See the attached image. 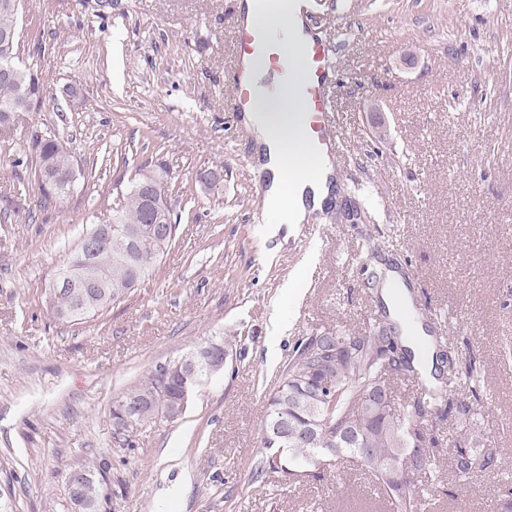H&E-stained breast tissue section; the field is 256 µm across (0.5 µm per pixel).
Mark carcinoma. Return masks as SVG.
<instances>
[{
  "label": "carcinoma",
  "mask_w": 512,
  "mask_h": 512,
  "mask_svg": "<svg viewBox=\"0 0 512 512\" xmlns=\"http://www.w3.org/2000/svg\"><path fill=\"white\" fill-rule=\"evenodd\" d=\"M0 0V36L18 30V13ZM45 84L38 74L17 66L0 76V131L7 132L17 118L8 111L27 97L39 106ZM31 150L40 163L41 194L45 199L67 193L74 155L58 133L32 138ZM153 179L137 171L130 179L124 203L112 223L130 227L136 235L104 234L97 249L85 256L97 278L89 288H64L51 294L49 305L56 318L81 322L108 310L145 280L172 246L178 231L167 190L159 188L161 207L147 217L141 184ZM209 351L204 346L179 360L159 365L147 380L117 402L112 418L127 445L139 428L157 418L176 420L185 412L182 397L203 373L190 375V360ZM422 378L413 355L398 349L396 326L376 320L367 329L322 332L303 338L285 368L276 391L269 396L267 422L255 455L251 477L259 480L277 474L297 484L326 471L327 449H336L335 466L343 472H360L375 481L388 512H424L437 486L433 477L442 453L440 439L425 422L447 415L458 426L477 424L481 407L459 395L475 392L483 382L474 359L448 358V378L441 385H421L414 401L396 409L391 405V383ZM480 440L448 449V476L472 484L477 471L496 477L503 471V454L478 451ZM86 474L78 493L70 494L74 512H100L103 471L92 461L75 466Z\"/></svg>",
  "instance_id": "obj_1"
}]
</instances>
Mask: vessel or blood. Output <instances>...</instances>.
I'll use <instances>...</instances> for the list:
<instances>
[{
	"instance_id": "obj_1",
	"label": "vessel or blood",
	"mask_w": 512,
	"mask_h": 512,
	"mask_svg": "<svg viewBox=\"0 0 512 512\" xmlns=\"http://www.w3.org/2000/svg\"><path fill=\"white\" fill-rule=\"evenodd\" d=\"M293 37L290 22H277L266 26L251 25L237 19L234 37V55L237 68L231 87L233 114L245 112L257 93L274 98L283 89H293L301 103L300 122L308 143L314 151L337 148V126L332 100L335 55L329 52L321 38L311 36L298 48L299 68L289 66L282 48ZM263 59L275 70L280 80L264 90H257L246 75L250 61Z\"/></svg>"
}]
</instances>
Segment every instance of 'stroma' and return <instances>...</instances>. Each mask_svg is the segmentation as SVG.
<instances>
[{
	"label": "stroma",
	"mask_w": 512,
	"mask_h": 512,
	"mask_svg": "<svg viewBox=\"0 0 512 512\" xmlns=\"http://www.w3.org/2000/svg\"><path fill=\"white\" fill-rule=\"evenodd\" d=\"M310 2L338 48L340 201L274 225L228 112L232 0H25L20 56L49 100L0 137V499L16 512H71L67 474L89 459L106 470L103 512H387L364 474L250 476L297 343L382 318L367 277L385 266L426 332L481 361L483 444L512 448V0ZM49 131L75 177L46 201L29 145ZM143 164L186 190L177 244L108 312L55 319L50 279ZM208 342L226 367L124 446L113 404ZM505 468L475 492L439 461L427 512H498Z\"/></svg>",
	"instance_id": "stroma-1"
}]
</instances>
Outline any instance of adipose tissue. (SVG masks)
<instances>
[{"instance_id": "adipose-tissue-1", "label": "adipose tissue", "mask_w": 512, "mask_h": 512, "mask_svg": "<svg viewBox=\"0 0 512 512\" xmlns=\"http://www.w3.org/2000/svg\"><path fill=\"white\" fill-rule=\"evenodd\" d=\"M248 21L265 24L290 19L296 30L304 21L294 0H241L239 4ZM300 108L292 94L268 101L257 99L246 112L244 121L255 144L258 171L266 176L264 207L272 224H301L313 212L322 210L334 196L335 170L330 154L312 153L295 117ZM304 156L306 165L291 168L289 161ZM382 298L391 314L403 325L408 346L421 367H428L433 352L425 346L426 333L420 322L410 320L409 294L395 272H388Z\"/></svg>"}]
</instances>
